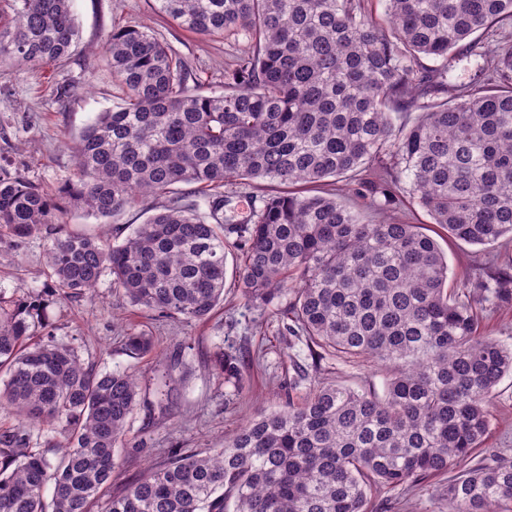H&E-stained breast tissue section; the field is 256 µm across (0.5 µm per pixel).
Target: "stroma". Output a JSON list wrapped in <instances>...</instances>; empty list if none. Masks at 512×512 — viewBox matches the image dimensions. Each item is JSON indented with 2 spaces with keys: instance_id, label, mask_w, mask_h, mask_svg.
<instances>
[{
  "instance_id": "obj_1",
  "label": "stroma",
  "mask_w": 512,
  "mask_h": 512,
  "mask_svg": "<svg viewBox=\"0 0 512 512\" xmlns=\"http://www.w3.org/2000/svg\"><path fill=\"white\" fill-rule=\"evenodd\" d=\"M154 0H71L77 37L70 56L55 66L25 67L0 76V176L22 177L56 193L75 169L71 149L82 131L101 112L120 103L123 92L112 81L106 52L114 29L144 24L184 57L195 74L191 92L219 95L224 74L232 70L241 45L223 37H202L170 22L153 8ZM165 197L145 199L106 222L77 212L69 213L72 229L93 234L106 225L114 242H121L137 224L164 205ZM424 224L448 256L449 279L473 273L485 262L484 247L448 239L431 225L423 211L411 214ZM44 239L34 237L21 251L0 246V293L21 297L50 284ZM237 249H229L224 303L205 322L166 319L132 307L103 277L97 288L75 299L53 300L48 322L56 336L74 347L84 363L99 371L131 369L141 383V403L120 449L112 474L111 494L165 461L172 451L216 448L260 411L281 404V385L292 373L291 356H304V342H289L282 333L287 298L267 309L246 304L233 275ZM146 331L156 343L154 353L134 358L124 338ZM233 347L253 362L244 372L241 389L224 383L212 369L219 347ZM489 448H512V375L498 386ZM462 470L449 466L446 475L424 479L405 491L375 498L372 512H448L442 490Z\"/></svg>"
}]
</instances>
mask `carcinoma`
Returning a JSON list of instances; mask_svg holds the SVG:
<instances>
[{
    "mask_svg": "<svg viewBox=\"0 0 512 512\" xmlns=\"http://www.w3.org/2000/svg\"><path fill=\"white\" fill-rule=\"evenodd\" d=\"M0 62L51 66L76 35L71 0H4ZM179 27L243 41L224 93L188 89L183 59L155 31L128 25L107 45L122 103L82 132L63 202L0 177V243L45 235L51 285L0 295V512H95L140 401L134 373L98 372L46 321L55 297L77 298L105 275L130 305L202 320L224 302L226 238L241 251L237 286L265 309L290 296L289 335L303 397L249 420L221 448L172 455L129 481L104 512H369L372 496L448 473L483 447L512 347L482 329L512 302V276L448 287V258L418 207L448 238L512 242V0H155ZM482 60L479 82L452 79ZM431 59L428 66L422 59ZM347 204L328 179L366 184ZM268 181L244 224L223 223L224 186ZM196 184L204 204L178 185ZM169 197L118 244L60 225L81 210L117 216ZM378 215L364 218L366 210ZM41 324L43 334L31 328ZM125 346L153 350L143 332ZM364 359L383 392L329 383L321 360ZM238 388L243 358L213 357ZM52 449L56 461L47 456ZM53 488L51 501L44 491ZM448 512H512V453L443 490Z\"/></svg>",
    "mask_w": 512,
    "mask_h": 512,
    "instance_id": "obj_1",
    "label": "carcinoma"
}]
</instances>
